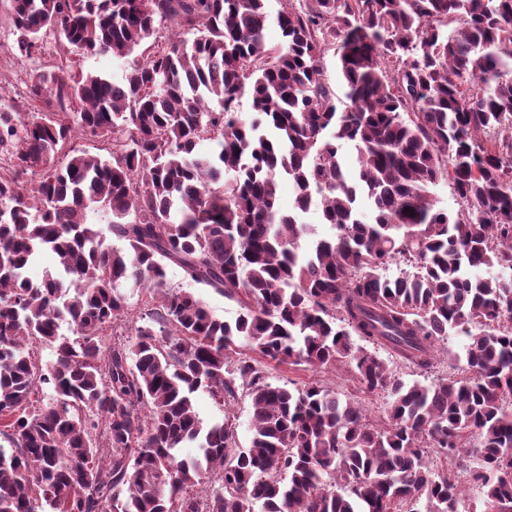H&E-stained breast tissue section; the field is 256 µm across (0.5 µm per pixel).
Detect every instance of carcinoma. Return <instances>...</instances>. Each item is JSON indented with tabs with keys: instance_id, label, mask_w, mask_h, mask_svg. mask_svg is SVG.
Returning a JSON list of instances; mask_svg holds the SVG:
<instances>
[{
	"instance_id": "1",
	"label": "carcinoma",
	"mask_w": 512,
	"mask_h": 512,
	"mask_svg": "<svg viewBox=\"0 0 512 512\" xmlns=\"http://www.w3.org/2000/svg\"><path fill=\"white\" fill-rule=\"evenodd\" d=\"M266 2L7 0L18 53L51 34L58 58L29 79L36 111L0 93V512H454L456 476L428 457L463 448L512 512V0ZM100 53L124 82L74 67ZM314 204L331 233L309 242ZM44 251L56 270L33 283ZM495 267L511 274H480ZM126 286L148 293L136 316ZM450 330L468 375L427 384L355 342L425 374ZM266 360L345 368L387 409L371 422L316 382L274 385ZM200 391L222 421L203 425ZM167 278L172 286L200 293L207 302L212 313L225 321L234 322L238 316V307L235 303L224 299V296L211 289L196 288L183 278L182 272L177 267H170L167 270ZM235 423L237 426L238 440L241 447L249 446L252 436L250 418L251 406L248 396L242 390L238 393V400L233 408Z\"/></svg>"
}]
</instances>
